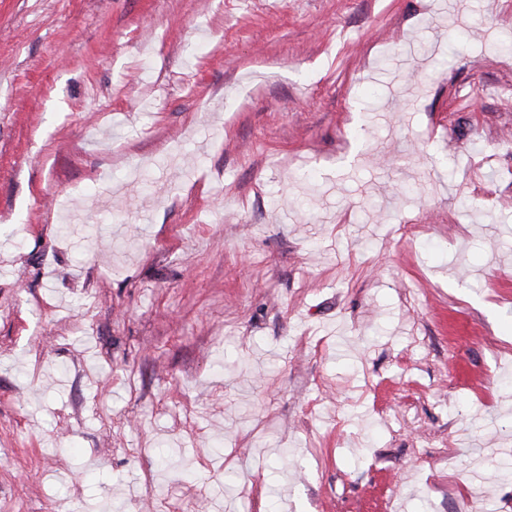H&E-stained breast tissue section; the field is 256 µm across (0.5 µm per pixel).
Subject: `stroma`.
<instances>
[{"instance_id":"obj_1","label":"stroma","mask_w":512,"mask_h":512,"mask_svg":"<svg viewBox=\"0 0 512 512\" xmlns=\"http://www.w3.org/2000/svg\"><path fill=\"white\" fill-rule=\"evenodd\" d=\"M505 38L0 0V512H512Z\"/></svg>"}]
</instances>
